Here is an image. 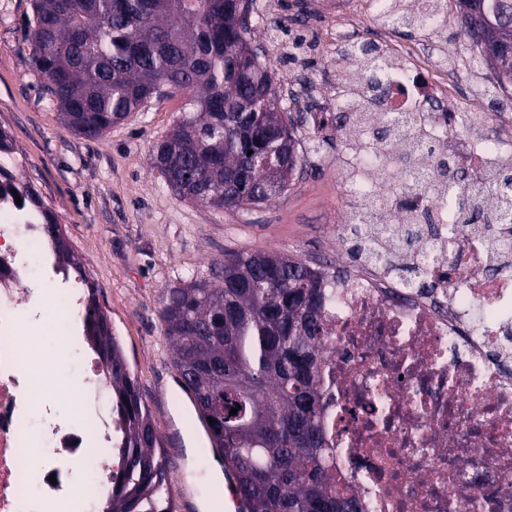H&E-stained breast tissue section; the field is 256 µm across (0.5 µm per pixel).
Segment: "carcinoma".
Returning <instances> with one entry per match:
<instances>
[{"label": "carcinoma", "mask_w": 512, "mask_h": 512, "mask_svg": "<svg viewBox=\"0 0 512 512\" xmlns=\"http://www.w3.org/2000/svg\"><path fill=\"white\" fill-rule=\"evenodd\" d=\"M480 58L501 84L512 85V0H454ZM251 0H33L27 30L30 65L40 90L77 134L100 138L148 99L183 90L187 112L160 141L153 165L184 200L234 211L283 194L298 167L293 128L277 111L272 71L259 62L249 41ZM430 16L402 11L399 28L416 31ZM360 77L386 90L380 70L363 63ZM282 154L277 188L260 153ZM448 178V212L459 223L448 236L476 224L480 206ZM22 200L17 222L40 224L59 270L86 286L83 335L106 369L112 414L118 421L121 457L107 512H173L170 476L157 453L160 439L115 336L102 334L106 318L93 285L69 246L49 235L54 215L26 184L0 164V200ZM500 216H512V167L486 189ZM434 224H410L402 244L411 251ZM353 249L373 260L390 253L366 239L358 226ZM215 286L193 277L168 290L163 309L183 383L193 394L214 451L235 474L248 512H358L356 500L339 490L333 449L322 425L323 402L317 355L325 297L319 271L279 252L224 258ZM236 414H230L234 407Z\"/></svg>", "instance_id": "carcinoma-1"}]
</instances>
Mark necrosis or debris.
Wrapping results in <instances>:
<instances>
[{
  "label": "necrosis or debris",
  "mask_w": 512,
  "mask_h": 512,
  "mask_svg": "<svg viewBox=\"0 0 512 512\" xmlns=\"http://www.w3.org/2000/svg\"><path fill=\"white\" fill-rule=\"evenodd\" d=\"M390 2L359 0L337 13L330 35L354 48L371 30L393 62L386 107L412 118L384 138L375 112L339 130V188L375 204L372 221L396 246L405 225L448 222L437 158L466 173L470 188L493 183L512 162V97L482 89L489 106L481 110L466 93L449 98L465 61L438 37L447 14L420 42L394 49ZM412 142L428 170L423 189L399 164ZM12 211L0 204V512H102L99 489L119 469L102 466L114 422L63 414L46 383L49 370L65 372L80 402L103 394V370L78 344L50 365L24 345L21 333L42 324L43 304L20 305L16 293L48 263L30 240L33 225L5 223ZM414 252L434 256L414 282L375 261L345 276L323 271V425L339 482L361 512H512V277L490 273L482 234L425 237Z\"/></svg>",
  "instance_id": "4bbe7bcc"
}]
</instances>
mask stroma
Here are the masks:
<instances>
[{
  "label": "stroma",
  "instance_id": "obj_1",
  "mask_svg": "<svg viewBox=\"0 0 512 512\" xmlns=\"http://www.w3.org/2000/svg\"><path fill=\"white\" fill-rule=\"evenodd\" d=\"M250 8L251 41L277 79L276 105L288 85L345 70L329 52L326 0H278ZM32 0H0V128L13 140L10 170L53 212L97 290L123 357L151 412L170 466L176 512H234L233 488L216 481L224 465L212 450L165 334L168 289L207 277L226 255L276 251L305 263L336 258V217L347 200L335 165L298 145L300 167L286 193L264 204L220 211L178 198L152 164L154 146L175 127L188 100L177 91L142 105L103 137L76 134L41 95L30 69L26 29Z\"/></svg>",
  "mask_w": 512,
  "mask_h": 512
}]
</instances>
